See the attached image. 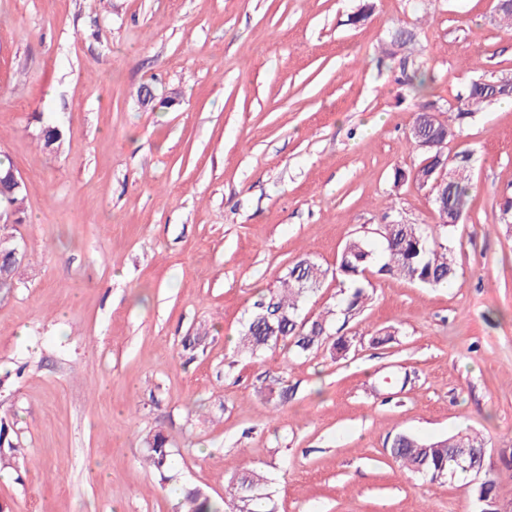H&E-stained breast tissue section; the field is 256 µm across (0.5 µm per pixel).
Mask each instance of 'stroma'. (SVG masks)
Listing matches in <instances>:
<instances>
[{"instance_id": "35a3bbf8", "label": "stroma", "mask_w": 512, "mask_h": 512, "mask_svg": "<svg viewBox=\"0 0 512 512\" xmlns=\"http://www.w3.org/2000/svg\"><path fill=\"white\" fill-rule=\"evenodd\" d=\"M494 5L0 0V156L27 186L7 231L28 253L0 291L6 512H181L184 487L220 499L244 469L276 512H479L481 478L512 512V224L494 221L512 107L446 147L473 150L475 187L449 287L371 270L347 315L334 274L365 229L437 224L393 173L420 159L407 133L427 101L447 108L474 69L512 72ZM398 29L411 40L385 54ZM420 65L425 98L402 82ZM55 121L52 152L38 135ZM304 258L329 271L301 310L330 316L329 342L238 353L254 302ZM282 386L284 403L267 393ZM158 430L164 479L144 462ZM459 431L486 439L482 476L432 481L390 454L397 434Z\"/></svg>"}]
</instances>
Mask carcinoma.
<instances>
[{"label": "carcinoma", "instance_id": "1", "mask_svg": "<svg viewBox=\"0 0 512 512\" xmlns=\"http://www.w3.org/2000/svg\"><path fill=\"white\" fill-rule=\"evenodd\" d=\"M502 74L480 73L467 83L464 92L455 96L448 104L453 116L444 122L432 124L417 114L413 124L421 126L423 132L441 147L434 153L444 151L448 141L461 135L467 119L500 101L512 99V92L497 90L496 83ZM404 83L415 94L427 88L426 73L415 69L405 76ZM458 157V174L445 189L442 199H432L439 217V224L426 229L417 224H382L381 234L376 236L382 247L384 263L378 268L383 274L421 284L428 288H446L456 277L455 247L450 229L460 223L470 207L474 192L471 169L473 152L467 148L455 152ZM25 191H11L7 185L0 186V206L12 204L19 214ZM376 262V252L366 235H355L344 245L337 257L336 273L349 280L353 292L346 300L345 311L352 312L365 300V289L359 285L365 271ZM21 264L8 257L0 262V288L9 289L17 283ZM328 271L309 259H302L288 269L282 287L262 296L254 303V312L240 333L238 350L253 355L268 347L284 343L286 349L296 355H305L318 347L327 336V319L319 318L308 325H301L300 304L321 287ZM149 466L163 476L169 470L171 451L164 433L158 431L147 441ZM484 438L469 433H456L434 440H423L409 433H400L394 438L390 454L408 470L431 480H442L450 476L448 454L452 448H484ZM16 450L10 426L0 420V457L10 456ZM266 477L255 470L238 473L227 485L224 498L216 500L199 488L184 493L187 512H274L269 506L270 498L265 492Z\"/></svg>", "mask_w": 512, "mask_h": 512}]
</instances>
